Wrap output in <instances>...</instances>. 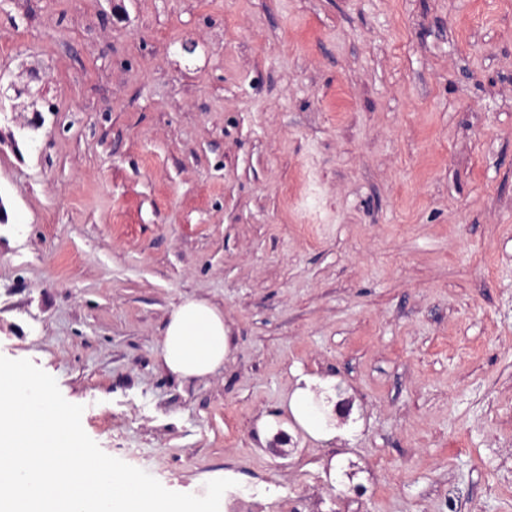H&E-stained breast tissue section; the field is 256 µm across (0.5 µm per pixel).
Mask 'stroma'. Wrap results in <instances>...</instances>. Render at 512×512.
I'll return each instance as SVG.
<instances>
[{"label":"stroma","instance_id":"35a3bbf8","mask_svg":"<svg viewBox=\"0 0 512 512\" xmlns=\"http://www.w3.org/2000/svg\"><path fill=\"white\" fill-rule=\"evenodd\" d=\"M0 355L165 488L512 512V0H0ZM207 377L162 369L180 302ZM319 380L335 437L267 420ZM158 358L171 374L203 377L224 366L228 353L224 312L209 301L187 299L170 311Z\"/></svg>","mask_w":512,"mask_h":512}]
</instances>
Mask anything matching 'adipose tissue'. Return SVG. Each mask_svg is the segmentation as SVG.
Returning <instances> with one entry per match:
<instances>
[{
	"label": "adipose tissue",
	"mask_w": 512,
	"mask_h": 512,
	"mask_svg": "<svg viewBox=\"0 0 512 512\" xmlns=\"http://www.w3.org/2000/svg\"><path fill=\"white\" fill-rule=\"evenodd\" d=\"M228 353L224 313L202 299H187L170 311L158 343V358L171 374L203 377L224 364Z\"/></svg>",
	"instance_id": "1"
}]
</instances>
